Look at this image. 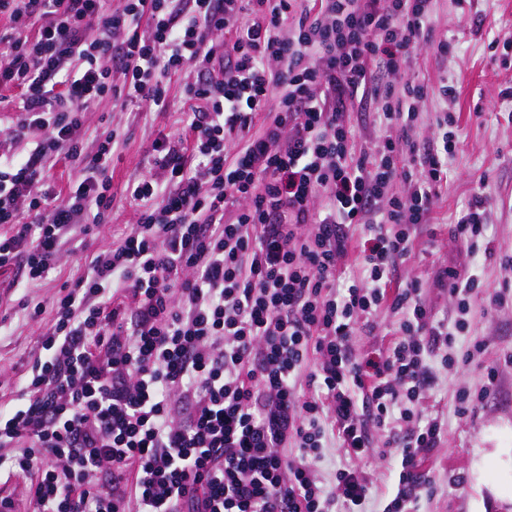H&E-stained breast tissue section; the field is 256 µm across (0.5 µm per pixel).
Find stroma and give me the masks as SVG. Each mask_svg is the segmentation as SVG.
Here are the masks:
<instances>
[{
    "mask_svg": "<svg viewBox=\"0 0 512 512\" xmlns=\"http://www.w3.org/2000/svg\"><path fill=\"white\" fill-rule=\"evenodd\" d=\"M439 41L452 46L448 59L434 52ZM412 67L431 87L417 110L421 140L436 137V118L448 110L458 117V145L448 162V182L434 199L431 221L416 226L412 253L397 266L392 280L397 286L421 281L431 317L452 321L457 308L438 282L442 269L478 268L492 289L512 278V271L501 265L502 256L512 253V0H436L432 39L417 48ZM447 81L458 91L448 103L439 93ZM182 84L181 78L171 77V107L164 113L144 105L134 112L107 98L86 115L85 147L94 148L99 135L112 128L122 135L123 143L112 156V221L89 236L87 248L65 252L57 269L36 289L20 286L19 295L49 302L98 249L111 243L113 232L133 223L135 211L125 198V184L145 172L155 135L176 131V119L184 109ZM478 196L485 198L490 218L487 248L474 254L455 238L454 228ZM39 333L38 324L18 315L0 332V381L15 384L24 378ZM458 346L474 348L473 357L455 370L439 371L421 404L425 414L444 423L445 435L420 463L432 493L419 498L414 512H512V302L493 310L484 291L474 292ZM491 368L498 377L487 392L483 386ZM463 390L486 394L465 414L459 412L457 400ZM358 466L373 484L368 512H383L397 490L396 459L374 455Z\"/></svg>",
    "mask_w": 512,
    "mask_h": 512,
    "instance_id": "stroma-1",
    "label": "stroma"
}]
</instances>
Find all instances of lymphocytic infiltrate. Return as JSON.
Instances as JSON below:
<instances>
[{
    "instance_id": "f902f5d3",
    "label": "lymphocytic infiltrate",
    "mask_w": 512,
    "mask_h": 512,
    "mask_svg": "<svg viewBox=\"0 0 512 512\" xmlns=\"http://www.w3.org/2000/svg\"><path fill=\"white\" fill-rule=\"evenodd\" d=\"M430 3L0 0V94L24 110L0 144L1 272L38 285L108 220L115 137H79L104 97L164 112L179 73L188 104L126 185L135 223L53 296L0 404V475L21 479L31 512H365L355 462L375 431L401 467L386 512L430 492L419 462L444 428L414 404L437 380L431 354L448 370L470 359L457 341L481 285L442 271L451 325L418 281L391 287L457 143L451 114L428 144L414 124ZM359 107L375 138L360 140ZM61 156L76 177L52 205L42 180ZM349 261L359 274L339 283ZM385 308L388 344L359 346ZM331 446L349 464L328 483L316 463Z\"/></svg>"
}]
</instances>
